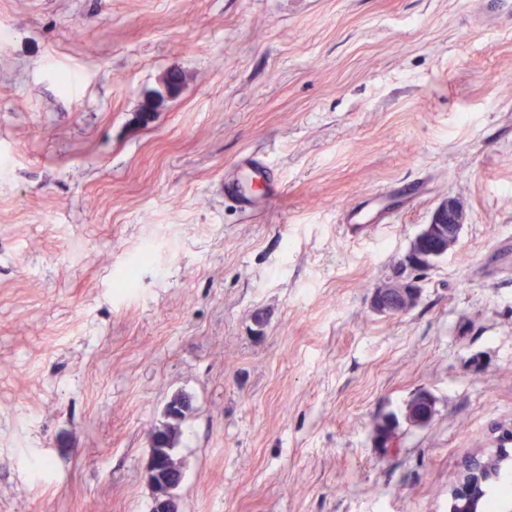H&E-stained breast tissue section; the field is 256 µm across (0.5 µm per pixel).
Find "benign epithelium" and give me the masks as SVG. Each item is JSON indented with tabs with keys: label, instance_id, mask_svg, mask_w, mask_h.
Segmentation results:
<instances>
[{
	"label": "benign epithelium",
	"instance_id": "1",
	"mask_svg": "<svg viewBox=\"0 0 512 512\" xmlns=\"http://www.w3.org/2000/svg\"><path fill=\"white\" fill-rule=\"evenodd\" d=\"M464 223L465 211L461 203L452 197L443 200L435 208L429 223L423 225L411 241L398 274L374 289L371 296L372 309L381 314L393 315L415 306L420 297V286L413 272L428 269L446 256L457 242ZM429 401V395H421L412 419L413 425L425 427L431 422L427 411ZM190 411V400L176 395L167 402L164 414L167 418H181ZM164 442L163 436L157 433L151 435L144 477L153 493L152 512H179L174 491L181 485L184 474L165 471L163 456L159 451ZM482 484V470L468 460L462 467L460 481L453 495L457 500L471 505L480 497Z\"/></svg>",
	"mask_w": 512,
	"mask_h": 512
}]
</instances>
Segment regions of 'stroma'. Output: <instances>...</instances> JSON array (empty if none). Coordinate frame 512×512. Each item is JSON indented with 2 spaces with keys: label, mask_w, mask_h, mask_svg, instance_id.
I'll list each match as a JSON object with an SVG mask.
<instances>
[{
  "label": "stroma",
  "mask_w": 512,
  "mask_h": 512,
  "mask_svg": "<svg viewBox=\"0 0 512 512\" xmlns=\"http://www.w3.org/2000/svg\"><path fill=\"white\" fill-rule=\"evenodd\" d=\"M0 30V512H150L178 394L180 512H449L467 456L512 453L503 0H0ZM252 158L282 193L245 211ZM448 197L456 244L374 313ZM248 165L247 178L241 183V186L237 185V190L234 192V199L243 210H250L253 205L252 187L257 180L263 179L267 171V167L260 160H255ZM394 215V211L385 206L378 208L370 219L363 218L362 210H352L344 214L340 224H344L346 234L349 237L358 238L366 234L374 226L370 224H387Z\"/></svg>",
  "instance_id": "obj_1"
}]
</instances>
